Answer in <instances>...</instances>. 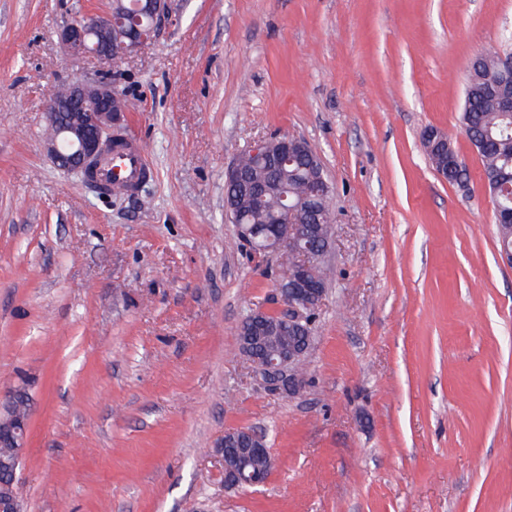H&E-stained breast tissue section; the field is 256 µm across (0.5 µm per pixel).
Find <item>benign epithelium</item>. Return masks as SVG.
Returning <instances> with one entry per match:
<instances>
[{
  "instance_id": "7a95c632",
  "label": "benign epithelium",
  "mask_w": 512,
  "mask_h": 512,
  "mask_svg": "<svg viewBox=\"0 0 512 512\" xmlns=\"http://www.w3.org/2000/svg\"><path fill=\"white\" fill-rule=\"evenodd\" d=\"M172 0H133L125 7L115 0L110 10L103 14H85L66 23L60 29V38L70 55L93 57L103 64H112L138 46L154 40L163 26L172 21ZM486 87L496 98L501 110L512 112V53L499 54L485 77ZM117 92L107 75L92 82L73 84L66 96L50 94L46 105L47 120L53 130L46 144V151L54 165L67 173H78L87 178L104 150L112 146V132L121 111L116 109ZM423 146L428 152L443 153L447 141L428 129L422 135ZM299 147L308 154L313 151L296 138L288 136L258 139L249 150L261 160L278 157L288 162L290 151ZM486 192L493 202L512 192V186L502 184L493 176L484 179ZM284 200L285 217L278 224L259 233L245 225H236L237 236L251 247L253 255H266L271 247L293 250L299 260L295 274L288 285L276 284L278 316L282 325L299 331L312 341L310 316L323 301L325 284L313 276V269L328 252L331 241L316 245L321 238L317 220L296 211L294 204ZM269 312L263 308L253 310L239 325L237 335L239 352L252 367L262 365V382L272 391L290 395L301 386L299 365L309 347L295 342L286 351L261 349L260 333ZM16 391L0 393V445L14 449L10 469L0 483L14 487L18 484V470L25 452L29 414L15 411ZM235 442L245 443L254 456H270L263 438L254 431L239 437L235 431L224 432L222 447ZM247 460L238 468H224V487L228 489L252 488L264 484L266 476L246 473Z\"/></svg>"
}]
</instances>
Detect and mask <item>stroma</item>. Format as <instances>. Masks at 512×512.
Segmentation results:
<instances>
[{"mask_svg":"<svg viewBox=\"0 0 512 512\" xmlns=\"http://www.w3.org/2000/svg\"><path fill=\"white\" fill-rule=\"evenodd\" d=\"M108 7L0 0V392L30 399L24 512H512V268L461 124L474 57L512 51V0H174L107 69L59 30ZM104 70L155 168L134 195L45 153L48 95ZM271 136L305 140L333 187L288 396L238 349L277 262L224 212L226 169ZM237 428L274 459L264 485L224 486ZM225 431L224 433V440L223 443L219 446V448H228L229 450H233L234 448H231L230 445L237 442H244L245 446L243 448H247L248 452H250V455L254 456H266L269 460L270 468H273L274 461L271 458V455L268 451V448H266L264 444L263 438L257 434L254 431L248 430L247 434L239 437L238 435H235L236 430L234 431ZM269 468V469H270Z\"/></svg>","mask_w":512,"mask_h":512,"instance_id":"obj_1","label":"stroma"}]
</instances>
